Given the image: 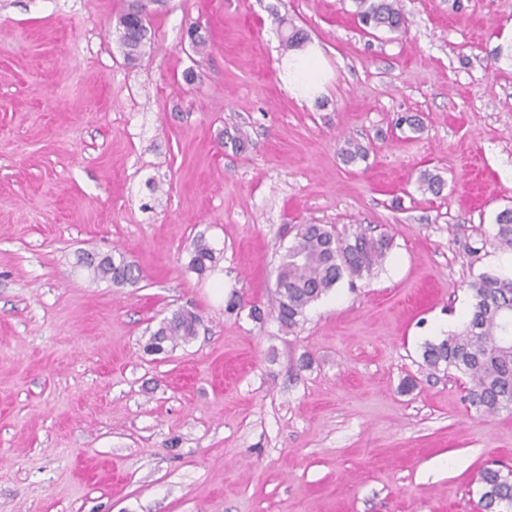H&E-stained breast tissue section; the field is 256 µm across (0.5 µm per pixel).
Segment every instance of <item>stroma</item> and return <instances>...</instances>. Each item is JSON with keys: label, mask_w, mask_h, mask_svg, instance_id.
I'll return each mask as SVG.
<instances>
[{"label": "stroma", "mask_w": 512, "mask_h": 512, "mask_svg": "<svg viewBox=\"0 0 512 512\" xmlns=\"http://www.w3.org/2000/svg\"><path fill=\"white\" fill-rule=\"evenodd\" d=\"M126 6L0 0V512H479L512 410L476 412L422 353L469 282L512 275L487 242L512 207V0H398L402 33L362 31L352 0H152L132 62ZM288 22L333 70L309 104L280 79ZM297 224L393 244L288 331ZM115 248L137 283L75 265ZM179 308L196 337L146 352ZM140 2H132L117 17L116 32L119 35L120 42L125 48L126 57L130 60L135 59L146 46L147 36V14H139L142 8ZM139 15H141L139 17ZM138 28V32L129 31V28ZM216 260L214 248L203 237L197 239L189 252L187 270L198 275L211 270Z\"/></svg>", "instance_id": "35a3bbf8"}]
</instances>
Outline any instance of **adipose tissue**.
Listing matches in <instances>:
<instances>
[{"instance_id":"obj_1","label":"adipose tissue","mask_w":512,"mask_h":512,"mask_svg":"<svg viewBox=\"0 0 512 512\" xmlns=\"http://www.w3.org/2000/svg\"><path fill=\"white\" fill-rule=\"evenodd\" d=\"M280 66L282 80L296 99L310 102L325 92L330 69L317 44H306L290 51L282 58Z\"/></svg>"}]
</instances>
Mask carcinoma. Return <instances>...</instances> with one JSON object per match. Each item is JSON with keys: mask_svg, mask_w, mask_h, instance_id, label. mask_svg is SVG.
Masks as SVG:
<instances>
[{"mask_svg": "<svg viewBox=\"0 0 512 512\" xmlns=\"http://www.w3.org/2000/svg\"><path fill=\"white\" fill-rule=\"evenodd\" d=\"M354 14L371 30H405V18L398 0H353ZM144 5L133 0L117 17L116 32L126 57L135 59L146 46L147 16ZM343 159L354 163L367 156L357 143L346 141ZM491 242L512 249V208L497 213ZM392 245L389 236L373 237L356 232L340 237L321 224H299L294 241L277 268L274 311L280 325L296 327L306 309L332 290L344 277L350 280L368 275L383 260ZM216 260L214 248L204 238L197 239L189 252L187 270L198 275L211 270ZM93 278L110 281L117 287L140 279V270L126 255L116 251L94 262L78 258ZM471 297L469 318L463 330L438 343L424 347L423 360L433 369L443 367L466 376L471 383L466 399L484 414L512 409V279L483 273L468 284ZM200 317L178 310L163 319L152 331L147 351L160 353L197 335ZM479 506L482 512H512V469L487 466L479 473Z\"/></svg>", "mask_w": 512, "mask_h": 512, "instance_id": "cac0c4a2", "label": "carcinoma"}]
</instances>
